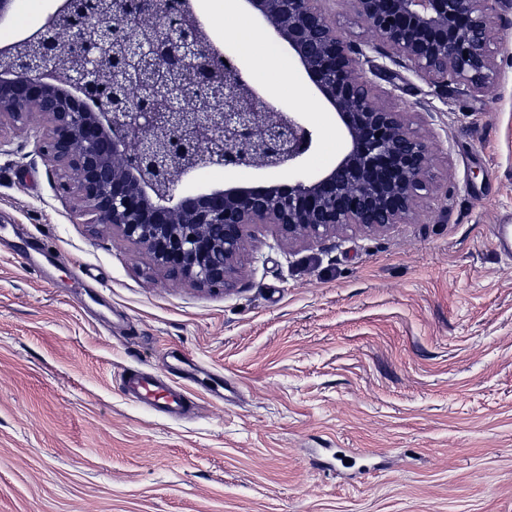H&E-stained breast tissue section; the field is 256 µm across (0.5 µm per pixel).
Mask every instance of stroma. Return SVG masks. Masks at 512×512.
<instances>
[{
	"label": "stroma",
	"mask_w": 512,
	"mask_h": 512,
	"mask_svg": "<svg viewBox=\"0 0 512 512\" xmlns=\"http://www.w3.org/2000/svg\"><path fill=\"white\" fill-rule=\"evenodd\" d=\"M59 0H16L0 46ZM210 41L314 144L299 168L209 167L188 192L314 176L345 147L287 48L286 71L241 52L209 0ZM490 93L434 94L376 59L372 81L417 112L440 191L417 219L291 244L250 228L228 291L171 278L88 223L35 151L41 121L0 149V512H512V28ZM56 259L33 274L22 248ZM145 369L194 401L182 420L128 399Z\"/></svg>",
	"instance_id": "35a3bbf8"
}]
</instances>
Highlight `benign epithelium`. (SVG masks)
<instances>
[{"label":"benign epithelium","instance_id":"benign-epithelium-1","mask_svg":"<svg viewBox=\"0 0 512 512\" xmlns=\"http://www.w3.org/2000/svg\"><path fill=\"white\" fill-rule=\"evenodd\" d=\"M319 2L246 0L345 133L336 164L314 177L180 192L202 168L296 166L313 146L311 131L209 41L190 0L175 24L165 22L170 0H62L40 29L0 47V126L40 117L35 150L64 171L60 189L78 195L89 223L211 291L232 285L255 224L290 241L407 224L437 191L430 144L363 63L375 53L440 96L453 87L478 99L497 79L508 23L498 0H350L372 35L363 43Z\"/></svg>","mask_w":512,"mask_h":512}]
</instances>
